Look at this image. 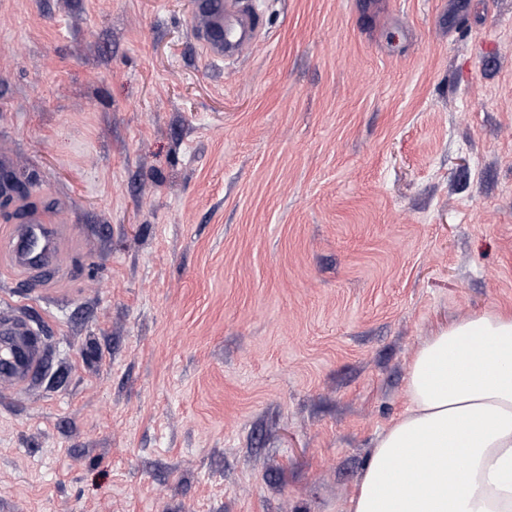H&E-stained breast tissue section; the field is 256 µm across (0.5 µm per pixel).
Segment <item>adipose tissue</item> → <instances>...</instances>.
<instances>
[{
    "mask_svg": "<svg viewBox=\"0 0 512 512\" xmlns=\"http://www.w3.org/2000/svg\"><path fill=\"white\" fill-rule=\"evenodd\" d=\"M381 430L349 512H512V308L439 327Z\"/></svg>",
    "mask_w": 512,
    "mask_h": 512,
    "instance_id": "obj_1",
    "label": "adipose tissue"
}]
</instances>
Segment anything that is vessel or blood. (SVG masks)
Listing matches in <instances>:
<instances>
[{
    "instance_id": "b4317fda",
    "label": "vessel or blood",
    "mask_w": 512,
    "mask_h": 512,
    "mask_svg": "<svg viewBox=\"0 0 512 512\" xmlns=\"http://www.w3.org/2000/svg\"><path fill=\"white\" fill-rule=\"evenodd\" d=\"M240 0H194L192 21L199 44L212 58H233L249 49L261 31L259 17L239 7ZM0 249L29 269H42L60 261L57 225L42 213H26L20 224L0 239ZM33 330L17 317L0 314V384H28L44 365V355Z\"/></svg>"
}]
</instances>
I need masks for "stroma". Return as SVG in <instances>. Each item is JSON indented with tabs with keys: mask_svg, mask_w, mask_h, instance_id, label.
Returning <instances> with one entry per match:
<instances>
[{
	"mask_svg": "<svg viewBox=\"0 0 512 512\" xmlns=\"http://www.w3.org/2000/svg\"><path fill=\"white\" fill-rule=\"evenodd\" d=\"M0 0V154L66 225L0 254L42 372L0 512H347L419 344L512 307V0ZM239 0H194L192 21L202 50L210 58H234L258 39L259 17L239 8ZM40 212H28L21 224L14 225L10 233L1 239V249L10 253L14 261L28 269H42L59 265L58 224H46ZM34 244L36 257L27 254L26 248Z\"/></svg>",
	"mask_w": 512,
	"mask_h": 512,
	"instance_id": "35a3bbf8",
	"label": "stroma"
}]
</instances>
